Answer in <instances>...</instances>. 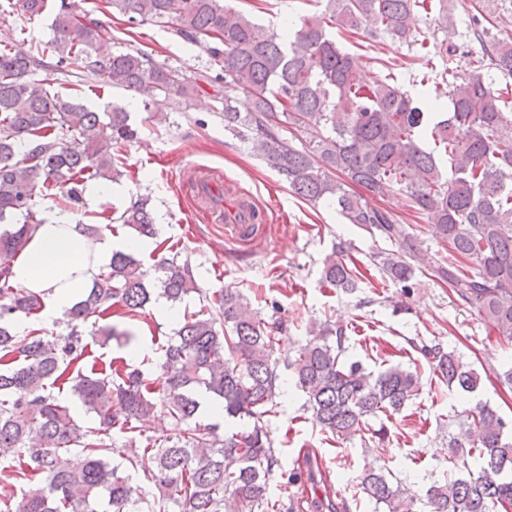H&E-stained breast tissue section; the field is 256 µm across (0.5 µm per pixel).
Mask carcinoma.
Instances as JSON below:
<instances>
[{"label": "carcinoma", "mask_w": 512, "mask_h": 512, "mask_svg": "<svg viewBox=\"0 0 512 512\" xmlns=\"http://www.w3.org/2000/svg\"><path fill=\"white\" fill-rule=\"evenodd\" d=\"M107 7L139 23L177 22L178 33L207 44L221 73L191 80L156 63L139 49L114 54L106 29L88 26L66 0L56 4L54 37L27 55L0 40V458L13 462L14 477L27 482L20 500L0 495L4 512H278L269 476L278 466L268 416L280 396L274 358L280 322H269L239 293L219 288L206 305L187 313L161 345L156 371L118 357L86 373L79 363L89 346L129 343L132 334L104 315L119 307L135 319L160 299L176 304L202 294L191 265L157 262L155 283L145 281L133 252L115 251L83 299L63 314L67 333L53 340L34 329L21 335V316L40 311L34 294L9 284L11 267L40 220L35 199L60 196L70 209L82 202L84 179L116 172L112 146L136 139L129 114L94 112L70 96L30 80L39 69L65 71L79 60L94 77L132 91L144 105L172 92L189 97L202 85L224 84V129L253 150L302 200L330 201L344 220L393 249L372 255L382 277L404 294L417 274L446 286L477 310L498 336L512 342V85L494 87L483 70L512 76V40L494 38L474 60L476 74L456 85L447 112L430 116L396 83L390 63L370 83L356 79L352 56L339 48L332 29L355 32L369 20L370 35L409 44L411 27L427 0H326L324 11L306 15L282 34L258 25L223 0H105ZM241 90L242 112L230 92ZM311 131L296 146L283 126ZM111 133H105V129ZM434 148L428 150L425 143ZM399 196L408 210L434 225L448 256L424 264L411 225L393 211L374 207L351 190ZM138 240L161 250L150 199L141 197L120 216ZM363 276L336 245L323 262L322 283L352 293ZM346 326L313 322L297 356L288 363L320 430L346 440L372 418L400 414L421 390L418 373L388 367L377 373L346 362ZM421 351L450 389L475 392L481 374L438 344ZM71 390L94 425L77 424L51 387ZM206 394L224 424L199 420ZM162 407L179 427L164 439L130 438L126 460L136 466V444L155 469L143 478L158 492L133 497L129 477L111 462V432L131 433ZM451 448L463 457L467 476L433 482L425 492L430 512H496L512 505V419L479 404L459 425ZM358 485L375 512H403L404 499L388 470H367Z\"/></svg>", "instance_id": "1"}]
</instances>
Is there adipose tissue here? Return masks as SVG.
<instances>
[{
    "label": "adipose tissue",
    "instance_id": "1",
    "mask_svg": "<svg viewBox=\"0 0 512 512\" xmlns=\"http://www.w3.org/2000/svg\"><path fill=\"white\" fill-rule=\"evenodd\" d=\"M139 241L106 234L89 240L69 213L47 210L12 267L19 287L40 296L46 317L79 301L113 252L140 250Z\"/></svg>",
    "mask_w": 512,
    "mask_h": 512
}]
</instances>
